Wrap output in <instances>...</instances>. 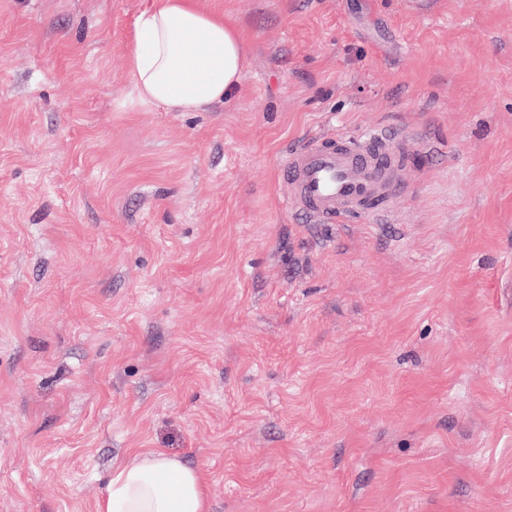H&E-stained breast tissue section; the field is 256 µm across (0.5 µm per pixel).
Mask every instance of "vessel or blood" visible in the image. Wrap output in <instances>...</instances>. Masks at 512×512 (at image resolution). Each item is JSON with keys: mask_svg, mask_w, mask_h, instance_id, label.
I'll list each match as a JSON object with an SVG mask.
<instances>
[{"mask_svg": "<svg viewBox=\"0 0 512 512\" xmlns=\"http://www.w3.org/2000/svg\"><path fill=\"white\" fill-rule=\"evenodd\" d=\"M408 137L387 127L360 134L339 131L288 150L279 172L292 188L288 204L316 224L393 215L403 194L396 174L411 159Z\"/></svg>", "mask_w": 512, "mask_h": 512, "instance_id": "vessel-or-blood-1", "label": "vessel or blood"}]
</instances>
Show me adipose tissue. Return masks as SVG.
Listing matches in <instances>:
<instances>
[{"label":"adipose tissue","mask_w":512,"mask_h":512,"mask_svg":"<svg viewBox=\"0 0 512 512\" xmlns=\"http://www.w3.org/2000/svg\"><path fill=\"white\" fill-rule=\"evenodd\" d=\"M126 63L144 101L204 112L242 82L243 42L232 20L194 0H153ZM99 512H207L204 475L162 451L135 453L113 470Z\"/></svg>","instance_id":"adipose-tissue-1"}]
</instances>
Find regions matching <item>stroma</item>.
I'll list each match as a JSON object with an SVG mask.
<instances>
[{
	"mask_svg": "<svg viewBox=\"0 0 512 512\" xmlns=\"http://www.w3.org/2000/svg\"><path fill=\"white\" fill-rule=\"evenodd\" d=\"M151 0H0V512H98L160 448L208 512H512V0H197L244 78L141 103ZM417 133L397 222L281 157Z\"/></svg>",
	"mask_w": 512,
	"mask_h": 512,
	"instance_id": "35a3bbf8",
	"label": "stroma"
}]
</instances>
